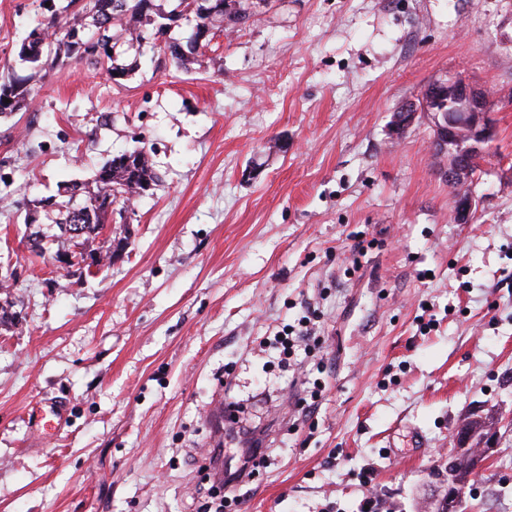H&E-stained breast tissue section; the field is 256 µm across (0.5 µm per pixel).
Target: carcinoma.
<instances>
[{"label": "carcinoma", "instance_id": "carcinoma-1", "mask_svg": "<svg viewBox=\"0 0 512 512\" xmlns=\"http://www.w3.org/2000/svg\"><path fill=\"white\" fill-rule=\"evenodd\" d=\"M237 5L235 18L246 19L247 0H178L176 8L167 11L166 0H68L62 12L46 6L49 0H40L46 7L36 28L47 33V39L23 41L18 57L31 64V74L12 76L0 84V115L6 116L25 107L31 94V81L62 63L75 60L93 69L103 70L114 82H119L126 71L115 64V55L103 57L97 51L101 44L116 49L124 45H141L147 27H160L168 22L185 21L191 33L183 40L164 43L163 52L178 69L203 56L215 35L224 28L225 2ZM133 163L127 167L106 162L93 182L73 183L59 193L58 207L45 214L50 223L63 227L81 225L80 236H66L67 250L76 255H94L102 249L103 231L112 223L113 206L127 205L132 199L150 190L159 181L149 153L141 149L131 153ZM83 196L84 206L78 212L68 207L73 193Z\"/></svg>", "mask_w": 512, "mask_h": 512}]
</instances>
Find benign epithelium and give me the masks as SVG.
Instances as JSON below:
<instances>
[{"label": "benign epithelium", "instance_id": "7a95c632", "mask_svg": "<svg viewBox=\"0 0 512 512\" xmlns=\"http://www.w3.org/2000/svg\"><path fill=\"white\" fill-rule=\"evenodd\" d=\"M421 114L431 116L432 152L448 156L444 175L454 189V218L470 224L479 208L472 184L480 158L486 156L495 135L486 96L460 78L435 80L393 113V134L405 132ZM509 433L512 414L492 415L477 441L472 431L460 425L448 450L447 477L429 484L430 495L422 498V512H462L471 482L494 459L503 435Z\"/></svg>", "mask_w": 512, "mask_h": 512}]
</instances>
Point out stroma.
Returning a JSON list of instances; mask_svg holds the SVG:
<instances>
[{"instance_id":"stroma-1","label":"stroma","mask_w":512,"mask_h":512,"mask_svg":"<svg viewBox=\"0 0 512 512\" xmlns=\"http://www.w3.org/2000/svg\"><path fill=\"white\" fill-rule=\"evenodd\" d=\"M249 4L190 69L124 47L122 84L72 62L0 117V512H195L225 402L271 448L231 512H417L456 426L512 412V0ZM39 17L0 0V78L27 74ZM445 76L495 126L470 224L429 118L391 129ZM136 149L161 182L113 225L122 256H33L26 203ZM309 308L324 390L302 418L273 338ZM466 508L512 512V434Z\"/></svg>"}]
</instances>
